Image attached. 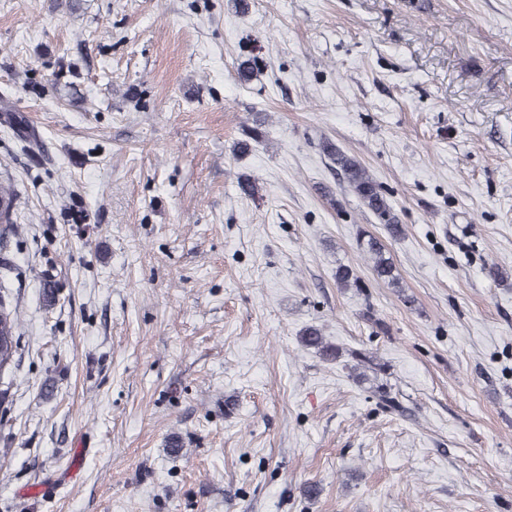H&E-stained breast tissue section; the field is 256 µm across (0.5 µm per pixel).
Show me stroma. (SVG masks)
Returning <instances> with one entry per match:
<instances>
[{
	"label": "stroma",
	"instance_id": "35a3bbf8",
	"mask_svg": "<svg viewBox=\"0 0 512 512\" xmlns=\"http://www.w3.org/2000/svg\"><path fill=\"white\" fill-rule=\"evenodd\" d=\"M0 181V512H512V0H0ZM323 151L336 164L348 188L360 197L378 219L379 224H384L389 236L398 238L402 233V227L398 224L397 217L386 196L381 192L367 169L357 160L342 153L330 142H325ZM361 249L370 254L373 262V271L378 279L386 281L391 285H397L398 280L394 275V268L389 257H386L383 245L374 238L359 240ZM18 330L19 321L16 313L0 298V373L5 372L14 363L19 348Z\"/></svg>",
	"mask_w": 512,
	"mask_h": 512
}]
</instances>
